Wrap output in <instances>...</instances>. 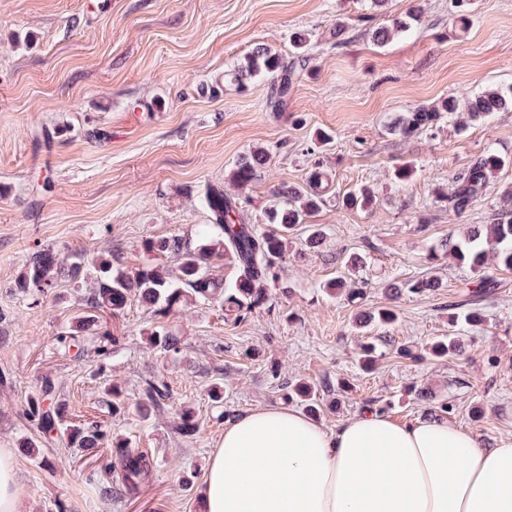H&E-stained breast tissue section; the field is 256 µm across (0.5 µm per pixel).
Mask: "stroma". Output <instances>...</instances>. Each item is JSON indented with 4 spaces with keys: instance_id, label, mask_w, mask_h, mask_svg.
Masks as SVG:
<instances>
[{
    "instance_id": "1",
    "label": "stroma",
    "mask_w": 512,
    "mask_h": 512,
    "mask_svg": "<svg viewBox=\"0 0 512 512\" xmlns=\"http://www.w3.org/2000/svg\"><path fill=\"white\" fill-rule=\"evenodd\" d=\"M473 3L463 18L453 0H422L421 22L379 47L369 30L404 17L411 0L381 8L370 0H0V448L15 459L22 512H200L198 489L225 425L263 407L300 409L290 382L315 388L317 421L328 431L372 400L399 422L428 415L410 392L417 386L448 400L450 421L483 446L512 439V270H494L499 287L483 304L482 325L454 328L448 304L463 300L476 277L442 250L500 218L512 166L490 175L465 214L434 194L486 151L512 158V112L464 129L443 121L407 138L390 130L416 106L512 85V0ZM340 17L341 45L332 36ZM296 32L308 36L309 62L283 111L265 106L269 80L225 82L256 45L290 57ZM321 131L329 144L318 143ZM256 149L268 160L241 195L254 223L274 188L306 189L314 160L331 179L310 218L324 245L308 249L306 226H294L264 308L237 322L189 302L161 317L130 299L108 321L119 343L103 372L95 340L80 356L57 344L81 313L83 293L65 280L40 301L18 293L34 252H110L134 271L145 260L143 240L191 237L208 223L207 187L224 186L237 160ZM407 161L417 173L394 183L395 166ZM364 186L378 205L345 208L343 198ZM354 253L367 260L362 307L395 305V324L359 331L362 307L324 293L339 259ZM417 278L440 287L390 302L386 284ZM161 324L180 337L179 353L147 347ZM448 334L462 353L424 361L397 353ZM365 335L376 345L369 372L357 355ZM47 375L71 422L107 423L113 439L152 451L154 472L138 494H101V484L119 480L109 449L82 459L81 449L44 437L24 418ZM153 376L167 382L168 406L144 422L108 417L105 385L120 384L135 401ZM216 382L224 386L217 403L209 393ZM183 406L200 419L191 437L177 428ZM24 438L39 456L23 452ZM186 479L193 490H184Z\"/></svg>"
}]
</instances>
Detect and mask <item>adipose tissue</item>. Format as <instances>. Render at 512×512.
Masks as SVG:
<instances>
[{"label": "adipose tissue", "mask_w": 512, "mask_h": 512, "mask_svg": "<svg viewBox=\"0 0 512 512\" xmlns=\"http://www.w3.org/2000/svg\"><path fill=\"white\" fill-rule=\"evenodd\" d=\"M202 512H512V441L486 448L447 418L365 411L326 431L265 407L232 420Z\"/></svg>", "instance_id": "obj_1"}]
</instances>
